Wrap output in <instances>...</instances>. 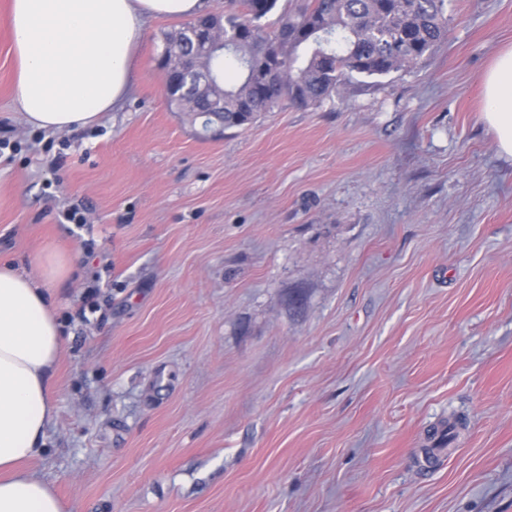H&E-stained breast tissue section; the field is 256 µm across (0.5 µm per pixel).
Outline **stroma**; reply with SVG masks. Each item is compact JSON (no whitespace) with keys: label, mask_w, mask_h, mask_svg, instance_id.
<instances>
[{"label":"stroma","mask_w":512,"mask_h":512,"mask_svg":"<svg viewBox=\"0 0 512 512\" xmlns=\"http://www.w3.org/2000/svg\"><path fill=\"white\" fill-rule=\"evenodd\" d=\"M447 18L417 65L221 133L168 106L181 22L152 19L122 107L50 133L0 0V259L72 267L28 466L65 512H512V161L481 119L512 0Z\"/></svg>","instance_id":"stroma-1"}]
</instances>
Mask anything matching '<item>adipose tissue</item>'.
<instances>
[{
  "label": "adipose tissue",
  "instance_id": "obj_1",
  "mask_svg": "<svg viewBox=\"0 0 512 512\" xmlns=\"http://www.w3.org/2000/svg\"><path fill=\"white\" fill-rule=\"evenodd\" d=\"M203 0H10L14 99L32 127L66 132L121 106L135 78L146 20L191 17ZM483 122L512 159V46L482 79ZM71 272L44 249L29 267L0 260V512H65L25 470L54 417L52 378L62 353L54 289Z\"/></svg>",
  "mask_w": 512,
  "mask_h": 512
}]
</instances>
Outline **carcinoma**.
<instances>
[{"instance_id": "1", "label": "carcinoma", "mask_w": 512, "mask_h": 512, "mask_svg": "<svg viewBox=\"0 0 512 512\" xmlns=\"http://www.w3.org/2000/svg\"><path fill=\"white\" fill-rule=\"evenodd\" d=\"M226 0L224 48L199 53L224 100V128L286 101L298 108L339 92L347 76L381 77L418 64L447 33L446 0ZM189 49L186 28L165 35L162 58Z\"/></svg>"}]
</instances>
